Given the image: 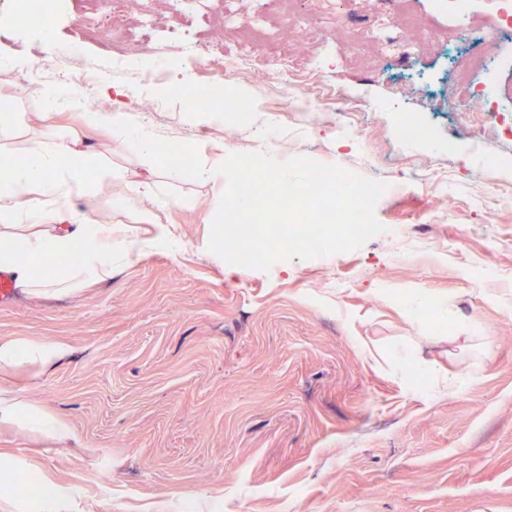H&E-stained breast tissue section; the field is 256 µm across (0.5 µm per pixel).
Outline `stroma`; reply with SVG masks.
Returning a JSON list of instances; mask_svg holds the SVG:
<instances>
[{
    "label": "stroma",
    "mask_w": 512,
    "mask_h": 512,
    "mask_svg": "<svg viewBox=\"0 0 512 512\" xmlns=\"http://www.w3.org/2000/svg\"><path fill=\"white\" fill-rule=\"evenodd\" d=\"M153 7L150 42L122 61L84 43L100 81L69 82L71 99L55 104L40 92L38 61L78 37L76 0H61L46 32L0 24V111L18 117L0 157L79 141L101 167L156 183L182 244L179 259L152 252L91 288H18L0 303V338L68 346L51 366L1 370L0 385L75 429L50 446L0 427L8 469L59 491L40 505L32 485L14 484L0 489V512H512V136L485 142L498 168L478 165L448 68L451 0H410L435 36L422 54L380 65L350 58L347 42L367 39L383 14L363 0H308V23L340 35L322 75L303 84L320 87L324 109L291 110L273 79L243 74L246 126L185 107L178 89L195 64L177 43L199 32L173 29L163 0ZM108 82L138 86L120 135L90 124L75 100L108 108ZM482 90L512 114L511 37ZM337 91L391 107L355 116L347 140L325 111ZM148 111L198 161L306 155L363 176L378 167L439 179L385 198L375 213L384 233L357 250L228 277L208 248L219 194L168 163L139 164ZM408 112L424 114L437 143L401 141ZM272 125L274 147L262 137ZM429 306L437 324L414 316Z\"/></svg>",
    "instance_id": "1"
}]
</instances>
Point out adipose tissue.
Instances as JSON below:
<instances>
[{
  "instance_id": "ef3b65f1",
  "label": "adipose tissue",
  "mask_w": 512,
  "mask_h": 512,
  "mask_svg": "<svg viewBox=\"0 0 512 512\" xmlns=\"http://www.w3.org/2000/svg\"><path fill=\"white\" fill-rule=\"evenodd\" d=\"M112 180V172L98 168L91 155L64 138L35 148L27 164L0 172V271L22 289L83 288L110 277L113 269L145 252L179 255L181 244L173 225L164 223L153 205L145 204L141 186L126 184L113 196L112 205L134 208L137 222L146 227L143 234L116 235L111 225L87 217L82 201L98 184ZM77 248L83 254L80 263L48 267L49 259ZM66 351L60 342L1 339L0 368L46 367ZM0 425L25 426L56 441L73 436L69 424L4 386H0Z\"/></svg>"
}]
</instances>
